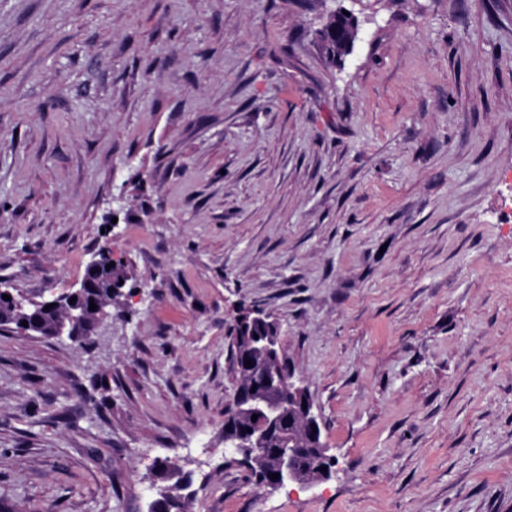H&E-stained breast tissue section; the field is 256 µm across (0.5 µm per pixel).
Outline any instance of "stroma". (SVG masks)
<instances>
[{"label": "stroma", "mask_w": 512, "mask_h": 512, "mask_svg": "<svg viewBox=\"0 0 512 512\" xmlns=\"http://www.w3.org/2000/svg\"><path fill=\"white\" fill-rule=\"evenodd\" d=\"M104 246L137 295L98 343L0 329L7 512H147L159 460L190 512H512V0H0V283ZM240 303L329 480L226 453Z\"/></svg>", "instance_id": "35a3bbf8"}]
</instances>
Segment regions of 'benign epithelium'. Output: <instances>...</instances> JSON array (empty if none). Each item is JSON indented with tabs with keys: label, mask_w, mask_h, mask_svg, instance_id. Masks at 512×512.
Returning a JSON list of instances; mask_svg holds the SVG:
<instances>
[{
	"label": "benign epithelium",
	"mask_w": 512,
	"mask_h": 512,
	"mask_svg": "<svg viewBox=\"0 0 512 512\" xmlns=\"http://www.w3.org/2000/svg\"><path fill=\"white\" fill-rule=\"evenodd\" d=\"M98 260L91 259L85 274L71 290L51 299L33 301L35 308L25 318L27 326L19 333L30 336L46 333L52 338L66 335V325L43 331L41 316L45 307L55 310L69 304L67 317L82 319L83 304L98 287ZM74 298L76 302L69 303ZM270 320L267 333L250 338L251 354L242 357V379L237 384L227 417L234 419L233 431L224 432V447L239 457L264 491H275L290 484L305 485L330 477L335 459L323 439L321 413L303 379L290 366L278 322L269 319L258 305L237 309L235 322L253 324ZM251 365H245L246 361ZM260 415L259 422L251 420ZM279 436V447L270 448L272 436ZM327 471H321V467ZM279 478L272 479L273 474Z\"/></svg>",
	"instance_id": "obj_1"
}]
</instances>
